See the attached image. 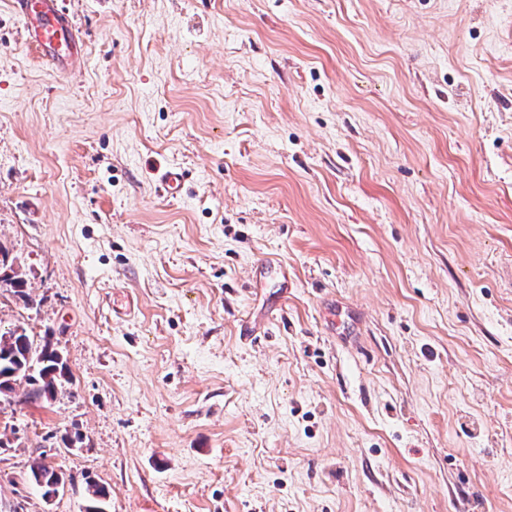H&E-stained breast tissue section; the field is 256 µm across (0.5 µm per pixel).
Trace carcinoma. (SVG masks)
<instances>
[{
	"mask_svg": "<svg viewBox=\"0 0 512 512\" xmlns=\"http://www.w3.org/2000/svg\"><path fill=\"white\" fill-rule=\"evenodd\" d=\"M8 251L0 245V287L6 286L28 306L34 305L26 292V273L14 263H6ZM72 383L63 355L55 348L52 336L45 334L40 342L17 325L0 331V401L7 402L16 388L25 386V400L35 402L55 398L59 389ZM42 452L30 461L29 480L42 490L50 501L57 486L65 483V474L46 462ZM109 492L103 485L87 482L84 512H107Z\"/></svg>",
	"mask_w": 512,
	"mask_h": 512,
	"instance_id": "carcinoma-1",
	"label": "carcinoma"
}]
</instances>
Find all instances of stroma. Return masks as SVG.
<instances>
[{"label":"stroma","instance_id":"1","mask_svg":"<svg viewBox=\"0 0 512 512\" xmlns=\"http://www.w3.org/2000/svg\"><path fill=\"white\" fill-rule=\"evenodd\" d=\"M64 2L73 75L0 0V329L72 377L0 512H512V0ZM185 173L178 169H166L162 171L157 179V188L166 195L177 196L181 193L184 185ZM8 251L0 244V288L6 286L24 301L27 306H33L34 302L26 292L27 274L13 262L7 265L6 258ZM46 452L40 453L38 456L33 457L29 465V480L34 482L43 491L42 497L45 501H50L56 494L57 486L65 483L67 479L65 474L61 470H57L46 462ZM70 481L67 480L65 483V491L68 490ZM109 492L104 485L87 482L84 512H107Z\"/></svg>","mask_w":512,"mask_h":512}]
</instances>
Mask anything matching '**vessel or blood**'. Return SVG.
<instances>
[{
    "instance_id": "obj_1",
    "label": "vessel or blood",
    "mask_w": 512,
    "mask_h": 512,
    "mask_svg": "<svg viewBox=\"0 0 512 512\" xmlns=\"http://www.w3.org/2000/svg\"><path fill=\"white\" fill-rule=\"evenodd\" d=\"M16 14L23 18L28 44L56 70L69 73L84 67L85 46L70 20L63 0H11ZM185 174L178 169L162 171L157 186L166 195L182 191Z\"/></svg>"
}]
</instances>
